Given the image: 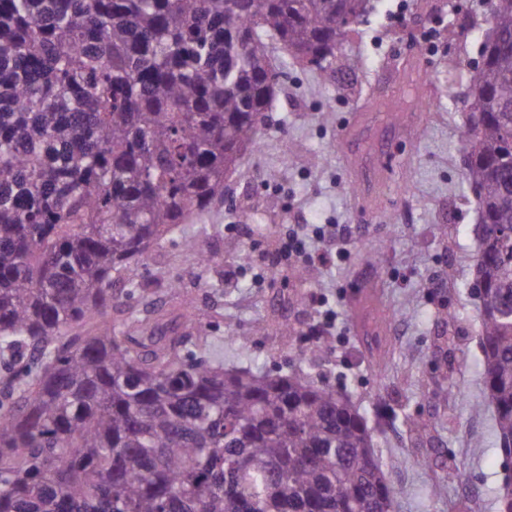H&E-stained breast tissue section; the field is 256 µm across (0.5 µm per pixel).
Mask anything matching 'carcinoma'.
<instances>
[{"label": "carcinoma", "mask_w": 512, "mask_h": 512, "mask_svg": "<svg viewBox=\"0 0 512 512\" xmlns=\"http://www.w3.org/2000/svg\"><path fill=\"white\" fill-rule=\"evenodd\" d=\"M460 144L481 376L512 458V0H491ZM371 0H0V512H393L379 422L305 373L226 367L192 303L115 280L224 197L269 43L327 72Z\"/></svg>", "instance_id": "1"}]
</instances>
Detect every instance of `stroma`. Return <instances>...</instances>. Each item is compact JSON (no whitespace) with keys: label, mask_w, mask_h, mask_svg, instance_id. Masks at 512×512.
Masks as SVG:
<instances>
[{"label":"stroma","mask_w":512,"mask_h":512,"mask_svg":"<svg viewBox=\"0 0 512 512\" xmlns=\"http://www.w3.org/2000/svg\"><path fill=\"white\" fill-rule=\"evenodd\" d=\"M489 9L490 0H373L331 75L270 45L285 75L262 136L227 175L223 201L186 223L210 268L197 274L169 238L131 270L149 288L134 306L151 315L190 299L225 366L301 370L368 419L385 416L375 451L398 492L394 512H498L506 475L480 374L478 206L458 149ZM417 97L419 121L394 132ZM294 224L352 235L333 262L306 254L269 279L271 251ZM307 268L316 281L297 278ZM361 292L367 302L354 306ZM324 305L346 339L301 361ZM285 322L293 334L281 333ZM409 416L426 434L406 427Z\"/></svg>","instance_id":"35a3bbf8"}]
</instances>
